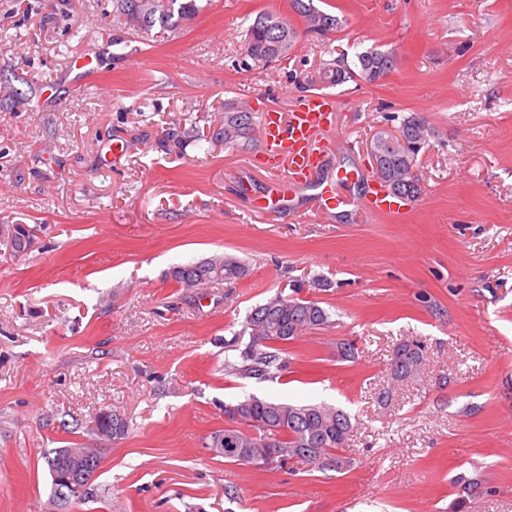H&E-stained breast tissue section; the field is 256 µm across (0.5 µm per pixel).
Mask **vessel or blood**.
<instances>
[{
  "label": "vessel or blood",
  "instance_id": "1",
  "mask_svg": "<svg viewBox=\"0 0 512 512\" xmlns=\"http://www.w3.org/2000/svg\"><path fill=\"white\" fill-rule=\"evenodd\" d=\"M336 102L324 93L302 97L290 115L270 109L260 115L263 145L268 155L287 161L288 174L275 177L262 204L260 214L282 208L293 190V176L306 173L319 165L325 150L321 136L332 124Z\"/></svg>",
  "mask_w": 512,
  "mask_h": 512
}]
</instances>
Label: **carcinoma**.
<instances>
[{
    "mask_svg": "<svg viewBox=\"0 0 512 512\" xmlns=\"http://www.w3.org/2000/svg\"><path fill=\"white\" fill-rule=\"evenodd\" d=\"M115 13L126 24L148 31L178 23H189L203 9L199 0H114ZM292 8L304 20L313 14L322 23L314 32L325 35L339 26V19L317 8L314 0H292ZM295 40V31L286 21L270 14L256 15L246 30L244 56L256 65H266L288 56ZM397 57L392 52L374 49L357 54L354 65L342 59L339 65H325L322 83L341 85L359 78L376 82L395 69ZM255 121L253 113L232 103L224 104V124L212 133L211 139L226 146L244 147L253 140ZM379 151L384 155L383 164L376 176L399 196L415 198L421 194L418 175L413 168L418 156L428 144L425 121L417 115L402 120L396 132L379 131L374 135ZM31 232L24 224H15L8 230L9 256L24 246ZM246 275L245 265L231 255H219L197 263L177 265L169 276L186 291L221 281H236ZM327 311L319 302L305 300L295 294L276 293L246 315L242 329L225 343L234 355L225 360L224 369L229 373L255 379H273L280 376L287 366L284 345L299 333L315 329L328 322ZM249 336L245 347H240L242 336ZM395 354L402 365L394 374H409L420 362L418 351L408 345L398 347ZM245 405L244 412L230 418L231 426L210 435L212 448L216 440L231 438L238 451L224 455L230 462L252 465L256 468H281L285 461L306 450L317 457L332 458L333 452L343 448L353 430L350 416L334 405L326 403L294 404L284 400L261 399L255 396L238 400ZM97 432L112 430V440L123 438L128 430L123 418L112 420L107 427L100 416H95ZM69 449L57 448L45 457V463L58 485V477L66 475Z\"/></svg>",
    "mask_w": 512,
    "mask_h": 512,
    "instance_id": "carcinoma-1",
    "label": "carcinoma"
}]
</instances>
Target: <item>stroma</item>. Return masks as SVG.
<instances>
[{
  "label": "stroma",
  "mask_w": 512,
  "mask_h": 512,
  "mask_svg": "<svg viewBox=\"0 0 512 512\" xmlns=\"http://www.w3.org/2000/svg\"><path fill=\"white\" fill-rule=\"evenodd\" d=\"M319 7L338 30L307 32L290 0H208L192 23L138 34L113 0H0V232L35 235L19 260L0 235V512H512V0ZM260 13L297 38L287 60L248 69ZM369 47L395 70L332 87L327 160L254 215L271 166L262 140L208 143L225 103L290 112L321 62ZM78 63L100 71L80 90ZM412 114L432 130L422 194L391 222L354 202L372 137ZM326 185L352 203L311 218ZM224 254L246 264L236 283L188 295L168 276ZM296 284L328 323L288 342L280 379L227 373L225 339ZM403 344L422 357L397 380ZM250 395L345 410L338 465L212 455L225 404ZM103 408L126 418L123 439L94 434ZM64 447L102 464L61 506L43 456Z\"/></svg>",
  "instance_id": "35a3bbf8"
}]
</instances>
